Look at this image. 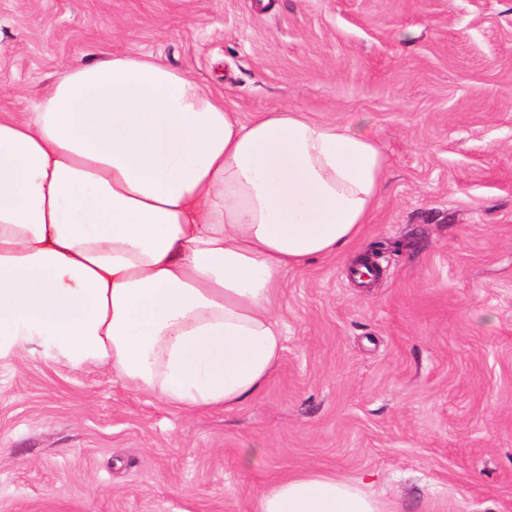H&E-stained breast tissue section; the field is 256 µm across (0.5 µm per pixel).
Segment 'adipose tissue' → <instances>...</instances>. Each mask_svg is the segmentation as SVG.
<instances>
[{
	"instance_id": "obj_1",
	"label": "adipose tissue",
	"mask_w": 512,
	"mask_h": 512,
	"mask_svg": "<svg viewBox=\"0 0 512 512\" xmlns=\"http://www.w3.org/2000/svg\"><path fill=\"white\" fill-rule=\"evenodd\" d=\"M387 164L365 124L243 120L151 55L66 64L0 109V357L108 365L186 412L257 397L288 270L368 224ZM254 512H381L336 476L270 482Z\"/></svg>"
}]
</instances>
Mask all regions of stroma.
Listing matches in <instances>:
<instances>
[{
  "mask_svg": "<svg viewBox=\"0 0 512 512\" xmlns=\"http://www.w3.org/2000/svg\"><path fill=\"white\" fill-rule=\"evenodd\" d=\"M112 51L246 119L366 123L386 183L360 239L285 274V349L237 410L1 359L0 512H252L296 471L386 512H512V0H0V108Z\"/></svg>",
  "mask_w": 512,
  "mask_h": 512,
  "instance_id": "obj_1",
  "label": "stroma"
}]
</instances>
